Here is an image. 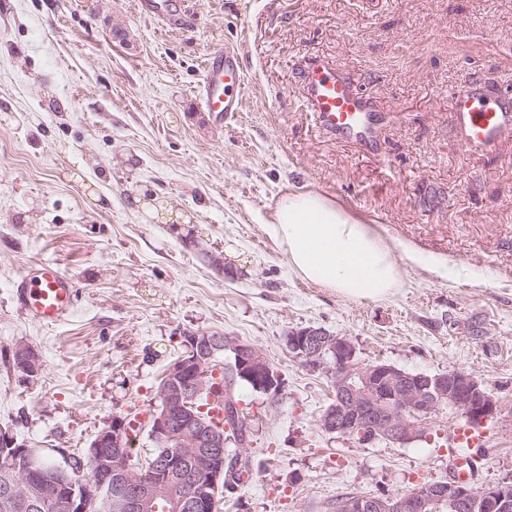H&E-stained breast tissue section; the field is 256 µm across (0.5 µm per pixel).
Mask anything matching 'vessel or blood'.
Here are the masks:
<instances>
[{"mask_svg": "<svg viewBox=\"0 0 512 512\" xmlns=\"http://www.w3.org/2000/svg\"><path fill=\"white\" fill-rule=\"evenodd\" d=\"M139 14L165 25L176 20L175 0H138ZM245 76L236 50L214 48L207 55L198 90V100L215 122L241 111ZM453 103L457 134L468 152L495 148L512 134V98H495L479 87H455ZM304 102L318 126L341 141L371 144L379 118L368 101L352 86L343 70L317 65L306 78ZM15 298L32 320L44 326L64 321L73 311L75 282L56 265L44 263L35 272L18 279Z\"/></svg>", "mask_w": 512, "mask_h": 512, "instance_id": "1", "label": "vessel or blood"}]
</instances>
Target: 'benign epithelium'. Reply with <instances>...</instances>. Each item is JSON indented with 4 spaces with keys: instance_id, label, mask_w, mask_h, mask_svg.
Segmentation results:
<instances>
[{
    "instance_id": "obj_1",
    "label": "benign epithelium",
    "mask_w": 512,
    "mask_h": 512,
    "mask_svg": "<svg viewBox=\"0 0 512 512\" xmlns=\"http://www.w3.org/2000/svg\"><path fill=\"white\" fill-rule=\"evenodd\" d=\"M184 345L190 357L167 368L158 391L159 404L153 406L143 427L162 453L166 478H147L154 456L131 463L128 441L131 422L116 417L101 430L93 446L98 452V476L79 484L41 478L43 496L61 503L66 512H212L217 494L229 479L226 465L213 457L210 449L223 448L224 425L203 416L206 408L198 400L207 396L215 403V356L228 351L234 357L229 370L257 391L275 397L282 391L281 378L254 346L224 339L202 331H187ZM293 356L306 364L333 374L335 402L322 416L330 434L341 437L382 436L406 443L420 436V423L442 405L459 409L475 421L492 419L498 405L475 375L448 371L438 375L411 374L391 364L365 369L355 361L356 347L346 336H334L320 328L293 329L286 336ZM13 353L17 366L30 376L40 371V355L21 341ZM0 447L13 449L27 472L41 474L36 453L17 447L8 429H0ZM181 452L174 454L172 449ZM191 463L185 474L184 461ZM448 499L453 512H512V481L475 488L467 483L428 484L420 490L398 495L365 497L355 495L343 504L346 512H429L438 500ZM12 512H28L33 503L14 488L5 496Z\"/></svg>"
}]
</instances>
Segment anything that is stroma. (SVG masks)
Returning a JSON list of instances; mask_svg holds the SVG:
<instances>
[{
    "instance_id": "obj_1",
    "label": "stroma",
    "mask_w": 512,
    "mask_h": 512,
    "mask_svg": "<svg viewBox=\"0 0 512 512\" xmlns=\"http://www.w3.org/2000/svg\"><path fill=\"white\" fill-rule=\"evenodd\" d=\"M176 27L133 0H0V427L30 448H89L147 416L187 331L257 347L277 400L236 385L252 472L220 512H333L349 494L450 480L468 427L442 409L400 444L327 433L332 379L289 330L349 337L358 364L474 374L499 405L469 483L512 479V135L468 154L450 91L512 96V0H180ZM236 47L242 112L198 103L206 54ZM350 73L378 113L372 147L323 133L306 67ZM320 192L393 248L403 280L360 302L298 279L270 236L277 199ZM177 215L166 223L146 202ZM56 264L76 284L63 322L31 321L13 284ZM42 357L25 378L17 342Z\"/></svg>"
}]
</instances>
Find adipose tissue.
Listing matches in <instances>:
<instances>
[{
	"label": "adipose tissue",
	"instance_id": "ef3b65f1",
	"mask_svg": "<svg viewBox=\"0 0 512 512\" xmlns=\"http://www.w3.org/2000/svg\"><path fill=\"white\" fill-rule=\"evenodd\" d=\"M297 277L357 301H379L402 283L390 245L317 192L281 195L267 226Z\"/></svg>",
	"mask_w": 512,
	"mask_h": 512
}]
</instances>
